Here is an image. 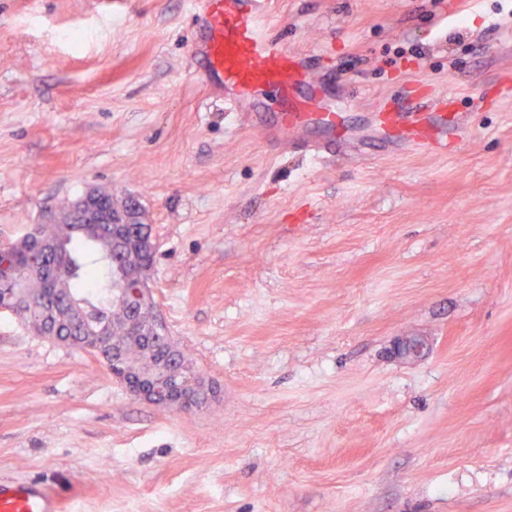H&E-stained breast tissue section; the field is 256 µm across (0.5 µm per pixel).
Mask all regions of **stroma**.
<instances>
[{
    "instance_id": "1",
    "label": "stroma",
    "mask_w": 512,
    "mask_h": 512,
    "mask_svg": "<svg viewBox=\"0 0 512 512\" xmlns=\"http://www.w3.org/2000/svg\"><path fill=\"white\" fill-rule=\"evenodd\" d=\"M193 11L0 0V243L92 189L135 203L221 389L157 407L0 311V482L70 512H512V0H271L343 116L323 158L225 110ZM418 100L464 115L446 151L379 131Z\"/></svg>"
}]
</instances>
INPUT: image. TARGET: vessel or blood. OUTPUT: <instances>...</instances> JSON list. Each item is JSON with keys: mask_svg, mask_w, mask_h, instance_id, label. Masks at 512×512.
I'll list each match as a JSON object with an SVG mask.
<instances>
[{"mask_svg": "<svg viewBox=\"0 0 512 512\" xmlns=\"http://www.w3.org/2000/svg\"><path fill=\"white\" fill-rule=\"evenodd\" d=\"M200 34L196 54L206 76L224 89V107L233 109L257 87L279 89L282 105L265 111L255 103L259 127L266 135L282 141L305 137L313 127L330 130L339 125L340 114L307 94L314 80L297 54L273 36L266 18V0H200ZM382 126L410 127L415 147L444 149L454 134L445 115L421 112L380 115ZM68 505L33 482L0 483V512H67Z\"/></svg>", "mask_w": 512, "mask_h": 512, "instance_id": "b4317fda", "label": "vessel or blood"}]
</instances>
